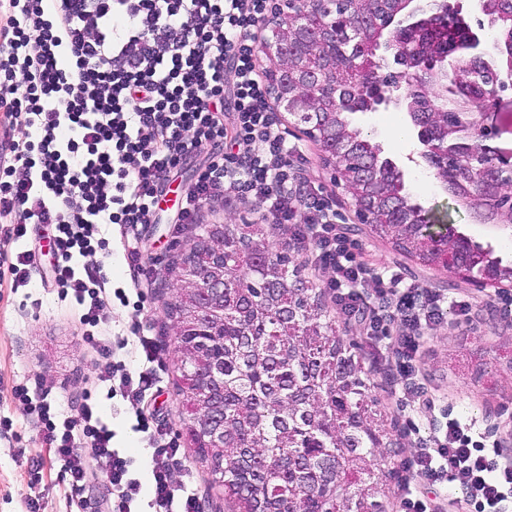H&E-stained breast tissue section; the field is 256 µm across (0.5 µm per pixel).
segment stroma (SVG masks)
I'll list each match as a JSON object with an SVG mask.
<instances>
[{"instance_id": "obj_1", "label": "stroma", "mask_w": 512, "mask_h": 512, "mask_svg": "<svg viewBox=\"0 0 512 512\" xmlns=\"http://www.w3.org/2000/svg\"><path fill=\"white\" fill-rule=\"evenodd\" d=\"M278 128L301 154L295 164L303 188H320L336 211L340 229L356 242L366 258L381 267L398 270L407 282L444 297H458L470 304L468 315L446 311L441 323L418 329L419 349L413 360L420 393L433 403V411L420 419L419 434H411L407 421L404 384L391 367L395 345L373 354V336L364 323L337 315L341 336L357 346L356 355L364 371L368 393L375 408L386 417L390 441L400 448L390 465L395 473L389 480L397 486L404 479L403 460L412 458L420 446H433L438 435L436 424L454 416L483 434L486 446L502 448L512 443V296L488 288L472 286L434 266H425L396 250L369 226L357 222L348 192L338 186L332 165L326 163L317 142L303 126L281 107L273 109ZM354 127L379 146L382 157L400 161L415 149L414 133L404 112L390 107L351 117ZM204 157H186L167 185V201L154 223L106 227L104 250L95 255L105 262L114 286L129 278V262H136L140 285L130 295L128 305L112 308L113 342L133 340L134 325L154 337L161 348L157 382L139 405L122 398H107L99 388L95 353L82 336L74 309L58 301L45 286V267L32 274L29 289L0 287V418L9 417L13 428L0 434V512H104L107 499L106 460L94 463L96 476L85 488L80 501H72L68 480L49 448L38 434L34 417L25 415L12 398V388L23 383L31 392H49L63 406L77 409L84 395L103 400L104 412L117 436L115 447L124 449L133 460L132 469L146 478L152 449L141 434L132 431L141 406L154 411L163 442L180 450L176 480L184 482L198 499L199 512H226L220 488L211 487L212 477L186 436L188 413L178 394L182 378L181 358L173 336L174 321L168 307L174 302L179 283L170 270L171 261L190 243L189 225L180 220V202L194 184ZM403 180L412 200L445 216L472 242L492 250L503 265H512V224H479L438 187L431 171L405 170ZM201 224L262 223L253 199L232 193L205 204L198 215ZM36 297L40 307L26 302Z\"/></svg>"}]
</instances>
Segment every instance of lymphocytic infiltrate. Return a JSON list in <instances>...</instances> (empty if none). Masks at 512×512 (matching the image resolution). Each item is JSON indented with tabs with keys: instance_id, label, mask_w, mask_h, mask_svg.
Returning a JSON list of instances; mask_svg holds the SVG:
<instances>
[{
	"instance_id": "obj_1",
	"label": "lymphocytic infiltrate",
	"mask_w": 512,
	"mask_h": 512,
	"mask_svg": "<svg viewBox=\"0 0 512 512\" xmlns=\"http://www.w3.org/2000/svg\"><path fill=\"white\" fill-rule=\"evenodd\" d=\"M0 24V116L22 139L0 154V218L7 238L26 242L31 225L49 231L52 287L78 310L85 341L95 347L98 380L143 401L152 386L159 348L137 337L130 355L138 368L115 360L107 312L127 303L104 264L87 256L103 249L107 224H149L172 171L191 153L210 161L181 202L193 223L204 203L231 189L252 197L264 217L293 227L311 245L313 263L328 270V288L346 316L367 321L372 336L398 343L396 371L413 376L419 344L413 332L438 322L443 300L404 283L391 269L375 271L336 226L321 191H299L296 145L272 115L260 76L256 30L271 0H7ZM232 106L234 123L224 125ZM25 414L36 417L43 442L80 494L90 463L107 459V512H199L195 494L173 477L179 450L158 443L154 425L138 415L135 429L153 444L148 484L115 448L99 406L83 400L76 413L58 401L13 388ZM434 447L405 460L401 485L406 512H435L415 496L416 484L444 480L469 512H512V461L473 439L451 418Z\"/></svg>"
}]
</instances>
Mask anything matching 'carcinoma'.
I'll use <instances>...</instances> for the list:
<instances>
[{
    "label": "carcinoma",
    "instance_id": "1",
    "mask_svg": "<svg viewBox=\"0 0 512 512\" xmlns=\"http://www.w3.org/2000/svg\"><path fill=\"white\" fill-rule=\"evenodd\" d=\"M310 13L297 23L307 35L290 54L317 79L325 68L313 54L316 37L336 22V68L358 72L378 66L372 52L384 34L395 0L355 3ZM484 16L498 56L489 60L512 79V0H485ZM473 37L454 12L436 16L422 34L432 49L448 55V95L473 96L468 63L458 50ZM319 116L315 141L333 154L336 172L353 199L365 193L377 202L375 230L424 264L437 255L420 247L421 223L408 207L409 193L397 170L353 127L346 104L359 96L348 81L336 94L312 89ZM448 193L483 224H512L504 207L507 172L486 152L451 165ZM224 237V335L205 334L212 298L175 301L177 323L199 331L181 351L183 396L190 409L189 434L200 456L220 475L229 512H386L391 493L380 455L383 419L369 409L359 376L355 344L336 335L322 293L289 269L291 244L272 250L263 224H201L182 265L208 262V241ZM201 353L205 363L195 355Z\"/></svg>",
    "mask_w": 512,
    "mask_h": 512
}]
</instances>
